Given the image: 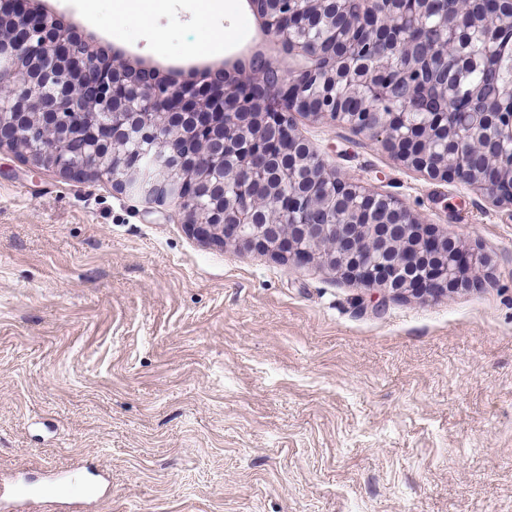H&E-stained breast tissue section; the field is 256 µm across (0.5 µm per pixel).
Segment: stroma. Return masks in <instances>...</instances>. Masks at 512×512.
Masks as SVG:
<instances>
[{"mask_svg": "<svg viewBox=\"0 0 512 512\" xmlns=\"http://www.w3.org/2000/svg\"><path fill=\"white\" fill-rule=\"evenodd\" d=\"M96 49L193 77L262 44L246 0H36ZM328 175L399 198L484 261L391 298L194 237L110 183L0 149V475L75 512H512V205L301 115Z\"/></svg>", "mask_w": 512, "mask_h": 512, "instance_id": "obj_1", "label": "stroma"}]
</instances>
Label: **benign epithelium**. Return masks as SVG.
<instances>
[{
	"mask_svg": "<svg viewBox=\"0 0 512 512\" xmlns=\"http://www.w3.org/2000/svg\"><path fill=\"white\" fill-rule=\"evenodd\" d=\"M418 0H361L352 24L371 19L389 33L393 52L407 46L411 31L399 18ZM321 0H251L264 34L281 49L269 66L276 84L258 76L244 80L224 68V80L178 82L158 75L148 80L127 64L104 61L83 42L70 39L51 12L34 13L19 2L0 9V148L18 151L34 169L74 177L113 171L112 188L137 196L153 210L174 203L189 230L220 245L264 253L289 264L317 260L336 277L387 296L449 293L473 285L480 256L461 241L430 230L422 219L389 196L348 178L329 177L319 155L295 137L292 114L329 118L376 140L402 162L433 180L463 179L465 159L478 140L496 146L495 160L480 167L468 185L512 204V99L482 120L453 128L456 159L433 164L405 150L413 112L429 124L448 122V113L420 101L411 112H339L312 108L317 91L335 101L338 74L352 68L351 51L327 57L322 27L307 17ZM461 16L422 17L420 28L441 37L442 64L462 70L475 41L466 17L478 0H461ZM24 39H14L17 32ZM448 140V141H450ZM448 141H442L448 152ZM134 142L138 155L122 145ZM288 153L293 180L313 182L307 194L277 193L274 177L257 178L263 157ZM366 210L364 223L350 224L336 213V197ZM317 215L314 223L307 222ZM405 268L417 270L404 279Z\"/></svg>",
	"mask_w": 512,
	"mask_h": 512,
	"instance_id": "7a95c632",
	"label": "benign epithelium"
}]
</instances>
